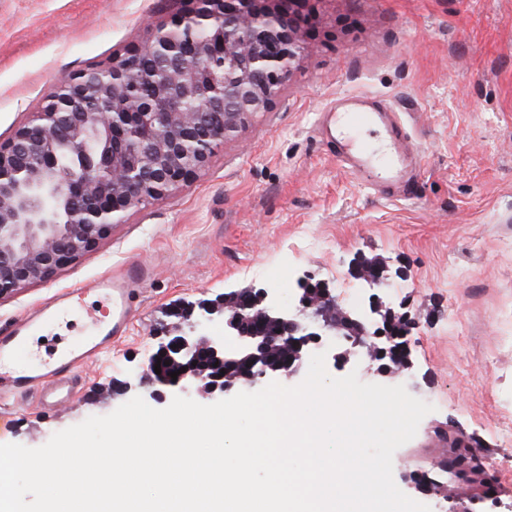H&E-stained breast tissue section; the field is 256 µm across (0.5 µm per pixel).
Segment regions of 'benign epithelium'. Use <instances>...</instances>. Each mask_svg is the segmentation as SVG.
I'll list each match as a JSON object with an SVG mask.
<instances>
[{
	"instance_id": "obj_1",
	"label": "benign epithelium",
	"mask_w": 512,
	"mask_h": 512,
	"mask_svg": "<svg viewBox=\"0 0 512 512\" xmlns=\"http://www.w3.org/2000/svg\"><path fill=\"white\" fill-rule=\"evenodd\" d=\"M187 14L152 29L147 42L127 57L104 67L66 76V94L46 97L30 120L6 143H0V299L37 283L93 250L133 208L158 202L204 171L215 146L237 138L252 119L273 109L281 88L305 52L304 0H195ZM205 32L185 37L187 26ZM156 58L166 78L154 82L147 99L131 95ZM203 101L215 118L200 125L183 101ZM322 308L301 292L284 306L265 288L245 292L240 306L224 313L214 300L175 307L182 334L167 336L148 356L140 383L151 396L163 389L187 392L202 381L209 394L223 397L235 388H251L298 371L309 350L336 324L321 317ZM349 315L354 346L368 338L372 315ZM382 356L408 364L403 337ZM238 347L226 349V340ZM286 343L290 352L278 365L267 353ZM219 366L233 362L239 374L228 379L193 366L200 352ZM181 369L176 380L155 373L157 359ZM459 473L444 459L440 472L469 479L475 497L488 476L479 459Z\"/></svg>"
}]
</instances>
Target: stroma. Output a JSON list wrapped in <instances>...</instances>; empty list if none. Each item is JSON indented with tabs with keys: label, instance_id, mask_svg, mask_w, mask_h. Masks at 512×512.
Listing matches in <instances>:
<instances>
[{
	"label": "stroma",
	"instance_id": "35a3bbf8",
	"mask_svg": "<svg viewBox=\"0 0 512 512\" xmlns=\"http://www.w3.org/2000/svg\"><path fill=\"white\" fill-rule=\"evenodd\" d=\"M307 50L272 111L220 144L209 167L125 222L50 282L0 299V325L58 292L137 263L150 278L128 336L88 364L71 400L42 408L35 394L0 401V444L44 445L128 401L171 307L246 288L284 299L311 276L329 284L332 315L382 300L410 324L408 366L378 376L377 338L349 356L322 341L330 376L402 385L433 405L393 456V477L432 512H512V0H310ZM182 0H0V143L61 79L141 46ZM347 96L403 112L422 159L414 194L381 196L343 168L317 133ZM389 287H370L358 259ZM78 314L47 322L14 361L37 368L45 346L88 340ZM479 448L496 488L476 500L449 480L421 496L406 482L448 454L438 429Z\"/></svg>",
	"mask_w": 512,
	"mask_h": 512
}]
</instances>
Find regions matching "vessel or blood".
<instances>
[{
  "mask_svg": "<svg viewBox=\"0 0 512 512\" xmlns=\"http://www.w3.org/2000/svg\"><path fill=\"white\" fill-rule=\"evenodd\" d=\"M348 120L354 137L325 138L338 160L353 174L380 178L383 184L397 187L398 197L410 195L413 179L418 178L421 159L408 146L407 126L396 112L345 99L341 109L328 112V121ZM382 124L385 128L388 167H381L371 146L359 136L361 130ZM148 273L142 266L128 264L81 286L65 290L56 299L37 307L27 316L0 327V397L7 398L30 391L37 392L42 406L55 409L71 398L87 364L100 345L124 337L131 323L132 307L144 290ZM81 311L86 326L95 341L82 348L62 353L38 370L11 364L16 345L25 343L41 320L53 319L68 311Z\"/></svg>",
  "mask_w": 512,
  "mask_h": 512,
  "instance_id": "vessel-or-blood-1",
  "label": "vessel or blood"
}]
</instances>
